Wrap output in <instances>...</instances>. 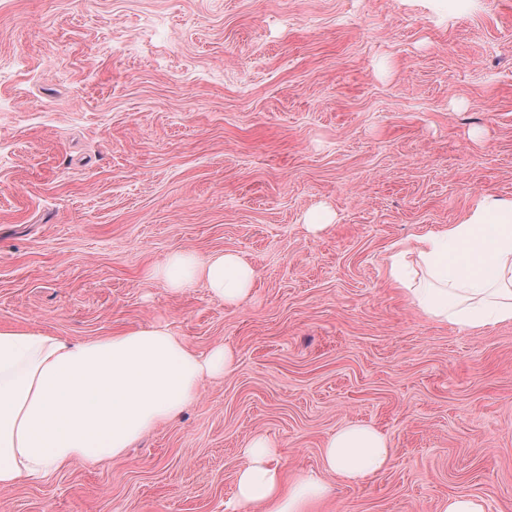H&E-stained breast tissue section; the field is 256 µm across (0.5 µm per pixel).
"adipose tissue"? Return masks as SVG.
<instances>
[{
    "mask_svg": "<svg viewBox=\"0 0 512 512\" xmlns=\"http://www.w3.org/2000/svg\"><path fill=\"white\" fill-rule=\"evenodd\" d=\"M152 275L174 292L204 283L229 307L248 297L256 278L233 251L203 259L177 251ZM388 276L436 322L475 333L512 323V201L483 196L460 223L399 243ZM233 364L226 347L196 352L162 324L85 341L1 324L0 490L119 456L178 418L205 378L228 374ZM242 454L225 512H309L328 494L314 473L286 480L266 435H254ZM321 460L324 471L357 484L387 470L393 453L383 433L352 423L328 436Z\"/></svg>",
    "mask_w": 512,
    "mask_h": 512,
    "instance_id": "ef3b65f1",
    "label": "adipose tissue"
}]
</instances>
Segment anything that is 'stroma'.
I'll use <instances>...</instances> for the list:
<instances>
[{
	"label": "stroma",
	"instance_id": "35a3bbf8",
	"mask_svg": "<svg viewBox=\"0 0 512 512\" xmlns=\"http://www.w3.org/2000/svg\"><path fill=\"white\" fill-rule=\"evenodd\" d=\"M486 194L512 200V0H0V323L236 356L0 512H224L255 434L293 476L356 422L394 463L313 512H512V323L433 321L387 274ZM175 251L239 253L250 296L172 293ZM487 500L480 495H449L439 503L438 512H487Z\"/></svg>",
	"mask_w": 512,
	"mask_h": 512
}]
</instances>
